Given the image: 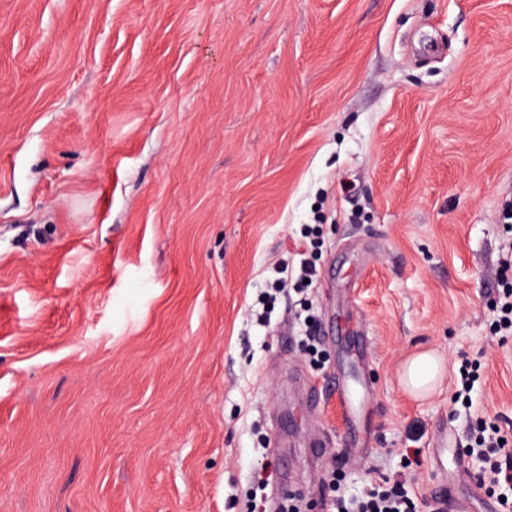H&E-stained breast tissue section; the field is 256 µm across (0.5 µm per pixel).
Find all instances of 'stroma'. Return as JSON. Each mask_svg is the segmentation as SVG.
Here are the masks:
<instances>
[{
    "label": "stroma",
    "instance_id": "1",
    "mask_svg": "<svg viewBox=\"0 0 512 512\" xmlns=\"http://www.w3.org/2000/svg\"><path fill=\"white\" fill-rule=\"evenodd\" d=\"M511 206L512 0H0V512H321L334 468L452 503L438 430L512 435ZM276 274L280 275L272 282L273 288L279 293L288 292V286L293 287V290H301L304 292L312 286L316 276V267L309 261L304 260L301 262L298 269V274L295 276V269L292 267L289 270V265L286 263L282 267H277ZM304 279H309L308 283H304ZM494 318L492 321L494 334L501 338H508L512 335V288H503L498 294L493 309ZM445 370L444 361L432 352L415 354L404 365L402 379L415 396H425L435 387ZM480 368V361L470 360L469 358L462 360L458 369L459 378H456V399L460 400L462 398V402H464L465 399L468 400L469 394L474 387V383L480 377Z\"/></svg>",
    "mask_w": 512,
    "mask_h": 512
}]
</instances>
